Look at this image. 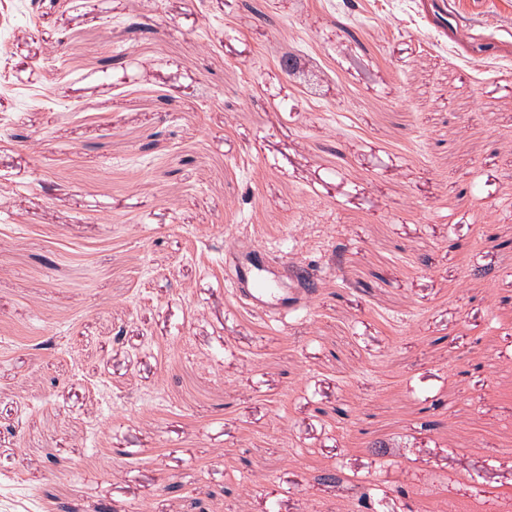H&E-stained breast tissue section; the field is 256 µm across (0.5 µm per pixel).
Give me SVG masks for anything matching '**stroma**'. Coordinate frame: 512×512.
<instances>
[{"instance_id": "obj_1", "label": "stroma", "mask_w": 512, "mask_h": 512, "mask_svg": "<svg viewBox=\"0 0 512 512\" xmlns=\"http://www.w3.org/2000/svg\"><path fill=\"white\" fill-rule=\"evenodd\" d=\"M355 2L0 0V512H512V0ZM232 280L236 288L245 290L251 298L264 305H275L288 312V288H280L268 277V263L262 247L242 251L235 262Z\"/></svg>"}]
</instances>
